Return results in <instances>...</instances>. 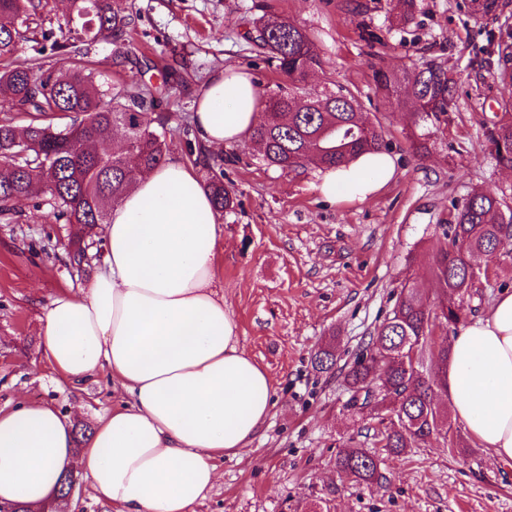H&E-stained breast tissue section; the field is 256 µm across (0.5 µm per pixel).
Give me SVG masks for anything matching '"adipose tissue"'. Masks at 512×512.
Returning a JSON list of instances; mask_svg holds the SVG:
<instances>
[{"mask_svg": "<svg viewBox=\"0 0 512 512\" xmlns=\"http://www.w3.org/2000/svg\"><path fill=\"white\" fill-rule=\"evenodd\" d=\"M259 120L252 78L235 68L209 79L194 114L208 147L242 141ZM395 171L389 154H362L323 170L317 190L362 201ZM100 235L88 288L45 307L42 349L66 381L106 370L125 397L98 415L80 450L54 407L0 408V502L43 512L61 474L79 470L117 512H194L218 479L215 458L247 447L273 405L270 379L215 289L224 226L194 165L174 156L137 177ZM442 379L454 417L512 465V291L458 327Z\"/></svg>", "mask_w": 512, "mask_h": 512, "instance_id": "adipose-tissue-1", "label": "adipose tissue"}]
</instances>
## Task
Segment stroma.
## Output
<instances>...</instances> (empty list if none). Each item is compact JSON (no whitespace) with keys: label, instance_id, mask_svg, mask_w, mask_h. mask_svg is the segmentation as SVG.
Instances as JSON below:
<instances>
[{"label":"stroma","instance_id":"obj_1","mask_svg":"<svg viewBox=\"0 0 512 512\" xmlns=\"http://www.w3.org/2000/svg\"><path fill=\"white\" fill-rule=\"evenodd\" d=\"M126 16L122 37L86 36L72 0H42L23 31L16 58H37L48 69L83 63L113 84L149 85L153 112L168 130L170 155H184L180 127L192 122L209 77L224 68L247 71L255 84L278 75L248 40L253 21L271 10L305 28L323 58L320 85L334 81L358 96L365 118L382 125L396 174L364 201L331 203L316 186L319 169L288 174L262 161L250 141L211 151L224 162L238 204L221 214L224 249L218 283L238 327L242 348L268 374L274 405L247 448L217 458L218 483L194 512H512V467L478 445L451 448L431 440L383 458V486L339 478L336 458L348 440L379 451L386 422L346 408V367L391 313L407 269L425 271L441 233L439 223L475 191L512 207V171L485 147V132L512 119V82L496 76L500 21H477L456 0H417L410 27H389L396 0H108ZM381 41L368 46L364 29ZM66 39L73 53L53 50ZM446 61L459 74L448 126L425 159L409 150V110L385 106L373 70L399 69L422 59ZM71 225L58 221L49 196L23 201L13 219L0 218V407L18 399L49 403L73 423L93 426L116 398L108 374L73 386L59 381L40 347V318L58 293L86 287L69 263ZM482 274L464 299V318L489 311L512 289V252L477 259ZM337 336L334 368L313 360Z\"/></svg>","mask_w":512,"mask_h":512}]
</instances>
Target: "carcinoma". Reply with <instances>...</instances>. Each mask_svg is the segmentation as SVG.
Instances as JSON below:
<instances>
[{"mask_svg": "<svg viewBox=\"0 0 512 512\" xmlns=\"http://www.w3.org/2000/svg\"><path fill=\"white\" fill-rule=\"evenodd\" d=\"M74 2L80 3L79 15L97 19L98 31L123 34L124 18L111 12L106 0ZM398 2L400 10L389 22L404 28L414 23L417 4ZM38 8L35 0H0V57L14 55L19 27ZM249 39L283 77L274 89L258 92L266 117L250 135L267 164L283 172L307 165L325 170L387 149L384 130L363 120L352 90L341 85L308 87V77L324 63L303 28L270 11L255 19ZM373 79L391 109L413 104L410 149L417 156L427 154L433 131L448 124L457 74L445 62L429 59L397 70L378 67ZM156 102L149 89L111 87L79 64L57 72L34 59L1 67L0 106L22 111L30 120L23 127L0 121V216L13 215L15 206L32 197L37 186L47 187L57 220L76 227L69 262L81 264L85 238L109 223L112 206L133 185V171L166 160L167 129L154 126L151 118ZM66 118L69 122L58 123ZM183 134L188 157L201 166L215 209L233 210L237 195L224 184L221 164L190 139L189 127ZM486 142L497 162L511 169L512 122L493 124ZM441 229L428 273L442 298L430 304L415 274L406 276L391 314L375 328L344 376L350 393L347 409L362 414L384 405L390 412L380 443L393 455L434 436L452 448L464 446L440 404L442 389L425 364V354L435 328L463 323L464 296L476 279L472 258L483 255L491 260L512 245V208L504 209L502 199L492 193L475 192ZM334 365L331 347L318 350L316 370L327 372ZM381 464L378 455L351 446L337 458L336 471L356 482L381 485L387 481Z\"/></svg>", "mask_w": 512, "mask_h": 512, "instance_id": "obj_1", "label": "carcinoma"}]
</instances>
